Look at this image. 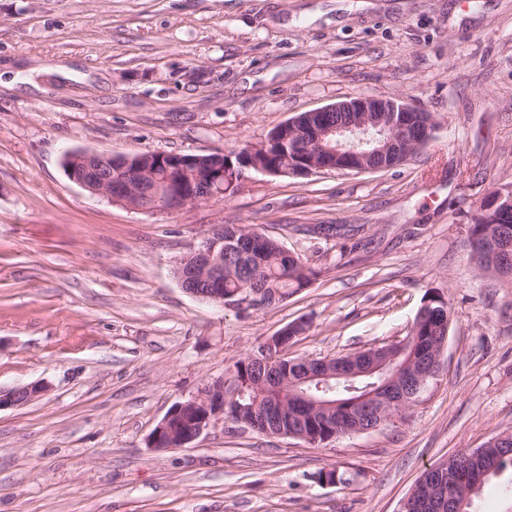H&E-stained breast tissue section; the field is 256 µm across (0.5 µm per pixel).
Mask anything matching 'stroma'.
<instances>
[{
  "label": "stroma",
  "instance_id": "1",
  "mask_svg": "<svg viewBox=\"0 0 512 512\" xmlns=\"http://www.w3.org/2000/svg\"><path fill=\"white\" fill-rule=\"evenodd\" d=\"M351 96L430 113L401 166L249 172L177 211L91 195L64 149L230 154ZM512 186V0H0V512H399L430 464L512 432V276L469 227ZM215 224L316 271L265 308L187 294L175 270ZM452 321L439 374L376 429L312 446L215 420L151 431L263 339L348 355L403 339L426 297ZM336 469L340 484L317 481ZM46 391V384L42 382H34L26 386L10 390L5 394L0 392V410L28 404L40 398Z\"/></svg>",
  "mask_w": 512,
  "mask_h": 512
}]
</instances>
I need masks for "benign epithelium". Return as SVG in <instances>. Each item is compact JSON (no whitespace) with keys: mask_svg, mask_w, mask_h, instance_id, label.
Instances as JSON below:
<instances>
[{"mask_svg":"<svg viewBox=\"0 0 512 512\" xmlns=\"http://www.w3.org/2000/svg\"><path fill=\"white\" fill-rule=\"evenodd\" d=\"M342 112L348 118L333 124L326 113ZM431 118L423 110L399 100L355 96L312 111L301 113L283 124L288 137L294 140L302 155L299 167H288L292 175H311L320 171L375 172L396 167L403 163L424 142L402 138L401 132L431 129ZM266 144L250 145L242 152L249 162L241 167L238 177L244 178L247 170L274 173V170L255 161L254 155L263 151ZM64 156L81 164L79 173L72 180L93 195H102L113 203L130 210L140 211V195L146 192L156 199V209L174 211L187 205L207 200L224 193V168L203 163L198 155L151 152L112 156L85 150L81 153L67 150ZM222 226H213L197 249L184 256L177 268L182 286L196 297L222 304L224 289L216 281L222 265L224 247L239 249L245 241H261L264 236L254 230L244 232L242 239L224 241L219 238ZM497 256L496 264L512 263V241L499 234H488ZM293 326H285L265 338V342L278 344V357L268 367L279 368L282 360L290 357L295 337ZM402 348L409 346L419 352L413 362L395 364V357L388 354L392 345L370 348L345 357L314 359L307 363L299 384H314L321 388L332 378L348 380L364 376H379L381 390L386 392L388 403L400 407L408 399L409 387L420 394L431 377L426 360L432 351L423 340L410 335L395 343ZM47 385L34 382L0 393V410L18 407L40 398ZM228 397L224 389L210 384L184 402L174 404L155 426L147 445L157 451L182 448L207 430L213 420L224 416ZM273 411L254 406L248 416H239L235 424L262 434H271L270 420ZM334 433H349L361 429L359 417L352 414L341 417L338 424L329 425ZM485 448H475L464 454L448 458L433 481L434 491L421 500L424 512H457L459 499H469L475 485L468 482L473 464L484 455Z\"/></svg>","mask_w":512,"mask_h":512,"instance_id":"1","label":"benign epithelium"}]
</instances>
